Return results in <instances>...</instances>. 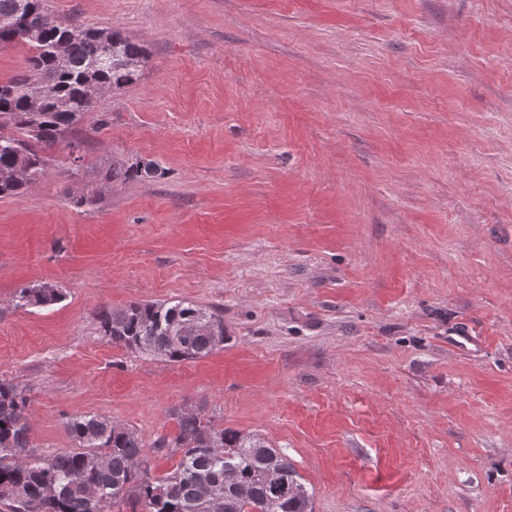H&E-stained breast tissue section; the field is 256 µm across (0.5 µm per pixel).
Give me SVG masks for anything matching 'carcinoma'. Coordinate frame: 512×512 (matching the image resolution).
<instances>
[{
    "instance_id": "carcinoma-1",
    "label": "carcinoma",
    "mask_w": 512,
    "mask_h": 512,
    "mask_svg": "<svg viewBox=\"0 0 512 512\" xmlns=\"http://www.w3.org/2000/svg\"><path fill=\"white\" fill-rule=\"evenodd\" d=\"M4 37L29 46L24 72L0 82V197H20L46 174L42 150L76 133L92 105L88 84L111 91L133 83L148 53L118 30L58 20L47 0H0ZM39 85L49 86L51 94L35 96ZM9 125L18 135L1 133ZM162 175L153 163H135L112 167L105 179ZM61 299L60 289L39 285L14 297L17 308L48 307ZM98 322L112 343L171 363L207 356L214 337L224 335L221 312L182 300L102 307ZM26 411L23 391L0 382V502L9 512H109L130 496L142 512H313L311 494L288 456L249 433L205 424L194 412L175 413L176 436L155 441L154 447L180 454L173 473L156 478L135 433L98 415L66 422L75 448L24 459ZM99 456L104 462L92 464Z\"/></svg>"
}]
</instances>
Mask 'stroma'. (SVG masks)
Returning a JSON list of instances; mask_svg holds the SVG:
<instances>
[{
  "label": "stroma",
  "mask_w": 512,
  "mask_h": 512,
  "mask_svg": "<svg viewBox=\"0 0 512 512\" xmlns=\"http://www.w3.org/2000/svg\"><path fill=\"white\" fill-rule=\"evenodd\" d=\"M148 50L83 161L0 198V381L40 455L67 419L175 412L286 454L314 512H512V0H48ZM162 177L108 182L115 164ZM94 191L99 202L77 207ZM64 298L17 308L19 288ZM186 300L224 343L170 363L95 313Z\"/></svg>",
  "instance_id": "stroma-1"
}]
</instances>
